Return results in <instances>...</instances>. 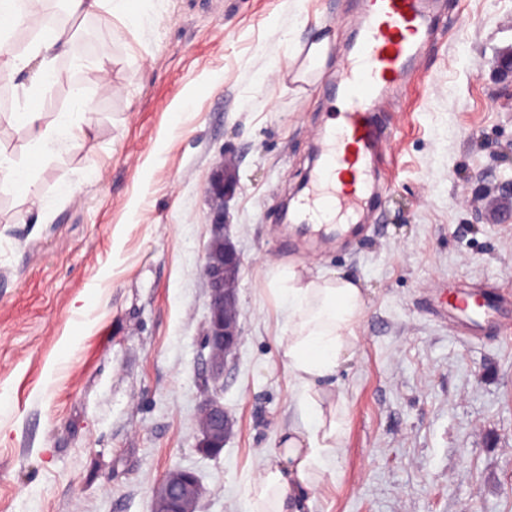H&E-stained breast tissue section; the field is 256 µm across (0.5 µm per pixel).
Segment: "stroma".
<instances>
[{
	"label": "stroma",
	"mask_w": 512,
	"mask_h": 512,
	"mask_svg": "<svg viewBox=\"0 0 512 512\" xmlns=\"http://www.w3.org/2000/svg\"><path fill=\"white\" fill-rule=\"evenodd\" d=\"M129 8L131 25L106 9L80 21L91 53L60 58L72 83L37 101L53 122L78 85L92 112L38 171L44 215L0 192V512H151L172 469L198 476V512H246L281 430L306 421L277 344L287 310L264 288L300 263L352 278L365 309L352 359L321 383L345 398L342 448L299 512H512V339H458L424 306L463 280L512 293V82L493 68L512 51V0H439L432 50L379 116L395 128L370 202L381 231L308 258L282 250L307 237L279 214L336 110L357 0ZM222 163L238 181L242 339L219 390L232 429L209 457L206 187Z\"/></svg>",
	"instance_id": "stroma-1"
}]
</instances>
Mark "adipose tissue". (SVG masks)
Wrapping results in <instances>:
<instances>
[{
    "label": "adipose tissue",
    "mask_w": 512,
    "mask_h": 512,
    "mask_svg": "<svg viewBox=\"0 0 512 512\" xmlns=\"http://www.w3.org/2000/svg\"><path fill=\"white\" fill-rule=\"evenodd\" d=\"M37 23V33L26 51L10 54L0 63V78L15 79L27 69L35 74L23 88L25 107L8 120L31 137L41 160H51L60 147L72 144L74 124L63 119L50 124L30 100L47 88L66 81L57 65L72 38L50 19L34 20L24 0H0V37L18 26ZM16 191L39 204L37 175L32 167L15 163L0 150V192ZM269 292L288 308L278 344L286 360L288 378L302 412L315 417L311 427L291 430L273 460L258 473L247 491L248 512H289L295 486H311L326 471L341 447L343 426L335 403H328L316 385L333 376L342 362L352 358L357 328L364 310L362 289L342 273L312 274L303 266H276L267 282Z\"/></svg>",
    "instance_id": "obj_1"
}]
</instances>
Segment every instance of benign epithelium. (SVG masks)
<instances>
[{
    "instance_id": "1",
    "label": "benign epithelium",
    "mask_w": 512,
    "mask_h": 512,
    "mask_svg": "<svg viewBox=\"0 0 512 512\" xmlns=\"http://www.w3.org/2000/svg\"><path fill=\"white\" fill-rule=\"evenodd\" d=\"M237 190V181L224 166L217 167L209 180L207 192L219 201L212 210V228L217 237L224 236V207ZM243 264L241 253L224 240V253L219 262L206 257L203 274L208 288V321L203 333L204 344L211 350L210 380L218 386L224 375L227 358L242 339L236 307V280ZM230 421L219 398L207 395L201 406L200 438L197 447L215 457L224 449ZM203 490L197 476L183 469L169 471L154 492L152 512H197Z\"/></svg>"
}]
</instances>
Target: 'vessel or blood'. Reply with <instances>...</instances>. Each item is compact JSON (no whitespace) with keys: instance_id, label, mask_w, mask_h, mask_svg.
<instances>
[{"instance_id":"vessel-or-blood-1","label":"vessel or blood","mask_w":512,"mask_h":512,"mask_svg":"<svg viewBox=\"0 0 512 512\" xmlns=\"http://www.w3.org/2000/svg\"><path fill=\"white\" fill-rule=\"evenodd\" d=\"M433 18V0H362L356 43L339 64L336 95L343 108L324 131L320 163L295 204L300 223L325 226L363 218L381 187V138L389 132L376 112L386 95L407 87L414 65L430 51ZM425 306L436 320L459 323L465 341L503 327L512 316V297L463 284L429 292Z\"/></svg>"}]
</instances>
